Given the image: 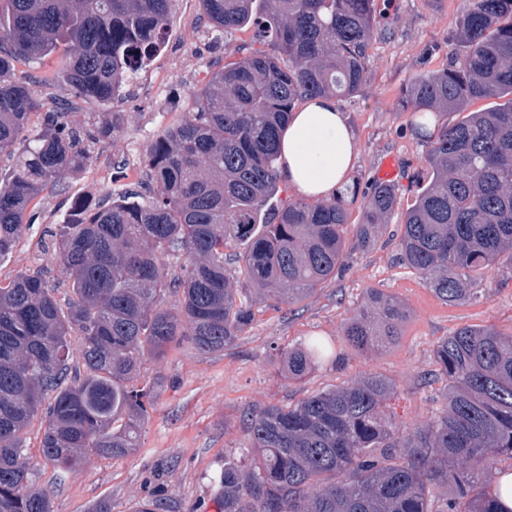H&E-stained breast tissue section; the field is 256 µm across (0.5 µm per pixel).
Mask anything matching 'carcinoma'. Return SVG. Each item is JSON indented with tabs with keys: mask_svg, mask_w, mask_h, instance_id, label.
<instances>
[{
	"mask_svg": "<svg viewBox=\"0 0 512 512\" xmlns=\"http://www.w3.org/2000/svg\"><path fill=\"white\" fill-rule=\"evenodd\" d=\"M176 2L0 0V154L17 157L0 182V258L30 201L81 170L96 141L121 126L116 115L95 126L48 112L21 138L41 104L7 78L14 61L68 50L60 88L108 101L161 49ZM377 2L201 0L214 26L253 24L267 49L229 54L196 92L195 110L149 146L151 196L120 195L52 232L66 305L38 271L0 284V512H51L22 439L34 416L45 420L42 461L61 471L92 454L126 455L148 416L150 391L134 385L142 362L185 338L204 353L235 344L255 312L226 268L227 248L245 245L240 273L280 308L333 276L346 248L367 250L382 235L397 205L387 183L362 196L358 224L341 192L272 202L296 105L364 90ZM449 55L402 92L428 150L397 248L439 299L459 303L492 272L512 271V0H467ZM483 99L498 103L431 124ZM175 252L184 261L173 268ZM405 319L401 300L371 291L344 336L356 351L383 349ZM73 332L84 373L68 383ZM324 357L313 341L281 352L292 381ZM434 357L446 386L442 410L424 425L403 428L384 413L394 386L377 374L247 413L246 454L224 463V512H501L489 470L512 455V333L463 326Z\"/></svg>",
	"mask_w": 512,
	"mask_h": 512,
	"instance_id": "carcinoma-1",
	"label": "carcinoma"
}]
</instances>
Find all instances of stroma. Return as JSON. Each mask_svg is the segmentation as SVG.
Segmentation results:
<instances>
[{"instance_id":"1","label":"stroma","mask_w":512,"mask_h":512,"mask_svg":"<svg viewBox=\"0 0 512 512\" xmlns=\"http://www.w3.org/2000/svg\"><path fill=\"white\" fill-rule=\"evenodd\" d=\"M464 0H380L379 35L369 52L368 85L359 95L340 98L336 107L351 125L358 158L348 180L367 192L379 183L386 160H394L392 178L399 205L384 234L366 251L348 255L346 266L302 302L275 310L255 305V321L226 350L202 353L185 341L140 368L139 385L149 388L153 408L140 446L120 456L92 455L72 471L60 473L42 464L43 416H35L23 439L37 464L36 482L51 496L53 512H134L144 500L166 502L170 512H221L219 477L228 460L242 454L241 419L251 408L286 406L341 384L361 373L389 379L394 394L385 413L397 424L433 420L446 381L434 377L433 350L439 340L462 326L512 332V272L481 282L478 297L460 304L440 301L422 279L405 268L396 242L407 207L426 175V144L400 106L410 79L448 63V41ZM259 49L253 30L224 32L210 24L201 0H177L166 45L117 92L112 100L76 98L63 92L56 76L63 54L42 61L15 62L10 77L30 85L42 107L29 129L41 126L45 113L66 112L84 121L100 112L122 116L121 129L95 147L79 172L60 186L41 192L28 207L31 224L13 251L0 259V281L17 273L42 271L66 300L69 285L48 245L47 227L80 219L81 206L95 208L123 192L147 194L151 185L146 149L182 113L192 111L194 95L224 65L229 50ZM398 297L407 317L398 342L380 351L360 353L343 339L345 324L369 291ZM316 337L341 354V362L320 364L305 378L288 380L281 372L285 347Z\"/></svg>"}]
</instances>
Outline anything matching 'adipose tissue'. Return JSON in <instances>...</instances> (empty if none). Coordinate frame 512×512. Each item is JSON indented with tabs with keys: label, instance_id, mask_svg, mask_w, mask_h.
Masks as SVG:
<instances>
[{
	"label": "adipose tissue",
	"instance_id": "obj_1",
	"mask_svg": "<svg viewBox=\"0 0 512 512\" xmlns=\"http://www.w3.org/2000/svg\"><path fill=\"white\" fill-rule=\"evenodd\" d=\"M357 155L356 137L333 100L314 98L281 134L279 172L296 195L323 200L346 183Z\"/></svg>",
	"mask_w": 512,
	"mask_h": 512
}]
</instances>
